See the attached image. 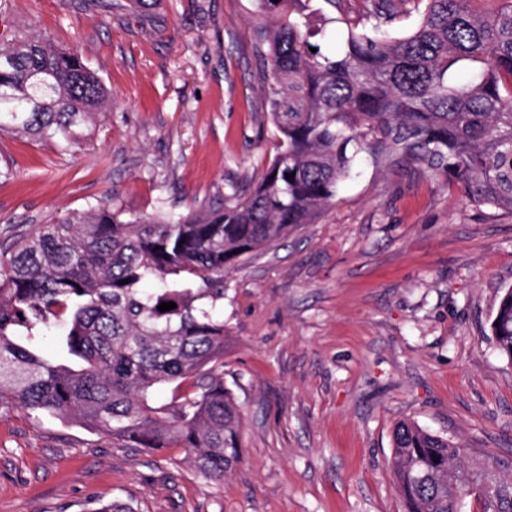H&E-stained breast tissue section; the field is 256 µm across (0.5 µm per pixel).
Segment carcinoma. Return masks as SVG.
<instances>
[{"instance_id": "1", "label": "carcinoma", "mask_w": 512, "mask_h": 512, "mask_svg": "<svg viewBox=\"0 0 512 512\" xmlns=\"http://www.w3.org/2000/svg\"><path fill=\"white\" fill-rule=\"evenodd\" d=\"M253 53L270 74L276 154L224 210L122 218L96 204L63 222L0 236V412L76 423L136 448H182L205 478L239 462L241 409L224 385V274L242 257L310 224L361 153L377 168L418 164L479 207L512 213V0L484 14L473 0H424L394 36L409 0H366L368 24L339 53L326 27L342 0H252ZM108 105L74 53L39 34L0 47V131L68 151ZM292 175L288 179L285 174ZM173 302L177 308L161 312ZM512 362V289L490 323ZM54 333L70 363L41 354ZM171 397L158 402L159 388ZM404 512H512V475L413 421L392 433Z\"/></svg>"}]
</instances>
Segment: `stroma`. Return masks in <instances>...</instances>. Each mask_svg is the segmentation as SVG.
<instances>
[{"label": "stroma", "instance_id": "stroma-1", "mask_svg": "<svg viewBox=\"0 0 512 512\" xmlns=\"http://www.w3.org/2000/svg\"><path fill=\"white\" fill-rule=\"evenodd\" d=\"M253 29L251 0H0V46L40 33L110 99L68 151L0 132V231L106 201L223 209L277 147ZM511 288L512 214L416 164L360 167L313 223L224 277V383L242 411L224 482L184 449L16 409L0 417V512H404L390 458L406 419L512 473V362L490 331Z\"/></svg>", "mask_w": 512, "mask_h": 512}]
</instances>
